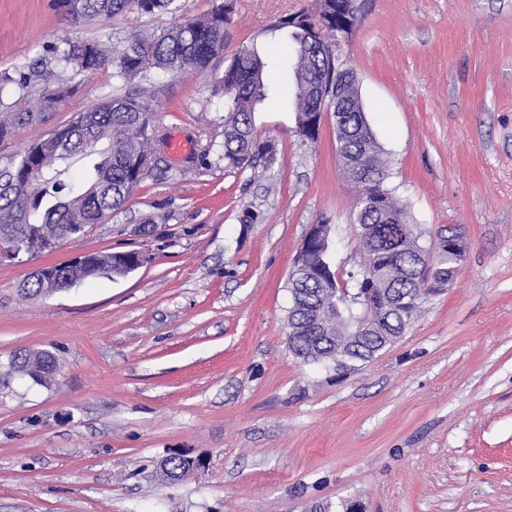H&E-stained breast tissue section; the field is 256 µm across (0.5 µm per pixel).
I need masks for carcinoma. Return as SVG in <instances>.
<instances>
[{
	"label": "carcinoma",
	"mask_w": 512,
	"mask_h": 512,
	"mask_svg": "<svg viewBox=\"0 0 512 512\" xmlns=\"http://www.w3.org/2000/svg\"><path fill=\"white\" fill-rule=\"evenodd\" d=\"M130 2L59 0V7L77 22L109 20L125 12ZM174 2L136 0L145 14L168 12ZM230 10V4L222 0L208 14L159 34L138 32L114 58L96 42L70 41L57 61L79 72L112 65L124 80L143 79L153 72L182 74L202 69L224 51V24ZM306 20L302 11L279 17L270 25L274 31L292 29L294 46L285 49L284 55L292 63L295 134L304 143L318 136V130L308 123L310 112L318 107L312 89L336 87L343 68L338 44L343 34L361 22L362 10L350 9L349 0H323V26L331 33L330 40L319 31L311 32ZM264 68L253 50L242 47L212 88V95L224 102V140L218 159L226 169L254 168L260 161L268 166L275 161V144L259 141L252 125L253 105L265 96ZM42 80L37 65L17 78L0 76V94L15 85L24 103L17 112H0V140L41 121L72 93L62 82L32 95ZM343 93L338 156L346 177L365 190L353 216L365 262L342 283L325 260L322 242L311 240L304 249L307 269L299 277L293 272L288 277L287 328L289 349L302 363L355 371L404 336L428 295L448 288L452 260L446 251L433 257L420 246L414 225L395 200L388 162L366 123L355 83L346 84ZM154 118L148 100L116 96L78 114L47 138L31 142L18 159L0 169V241H24L30 224H54L61 233L77 238L88 226L101 223V211L120 209L151 169L157 141ZM90 144L105 145L92 172L73 182L60 180L55 163L91 154ZM61 244L60 240L32 239L28 247L18 249V255L36 258ZM428 275L431 285L423 290L420 284ZM342 286L354 295L365 292L366 301L359 311L342 301ZM193 462L191 457L171 456L163 467L164 475L174 482Z\"/></svg>",
	"instance_id": "obj_1"
}]
</instances>
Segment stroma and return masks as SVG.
<instances>
[{"instance_id": "obj_1", "label": "stroma", "mask_w": 512, "mask_h": 512, "mask_svg": "<svg viewBox=\"0 0 512 512\" xmlns=\"http://www.w3.org/2000/svg\"><path fill=\"white\" fill-rule=\"evenodd\" d=\"M232 3L207 68L124 83L110 68L61 67L53 49L72 37L113 55L213 0L78 25L55 0H0V74L38 62L47 87L76 88L0 142L1 166L115 96L150 99L163 138L121 210L50 255L0 265V512H314L345 499L363 512H512V0H364L340 46L422 243L456 226L467 245L453 286L342 380L289 351L287 282L324 221L339 276L359 270L361 189L340 171L333 113L315 142L295 135L280 57L290 32L267 30L317 16L318 2ZM244 46L272 78L252 114L277 148L267 170L228 171L203 153L223 140L211 89ZM175 134L188 155L169 153ZM247 206L260 218L246 227ZM131 250L145 262L128 276L48 297L18 290L38 266ZM19 350L54 355L48 384L9 369ZM175 454L206 467L167 481L160 464Z\"/></svg>"}]
</instances>
